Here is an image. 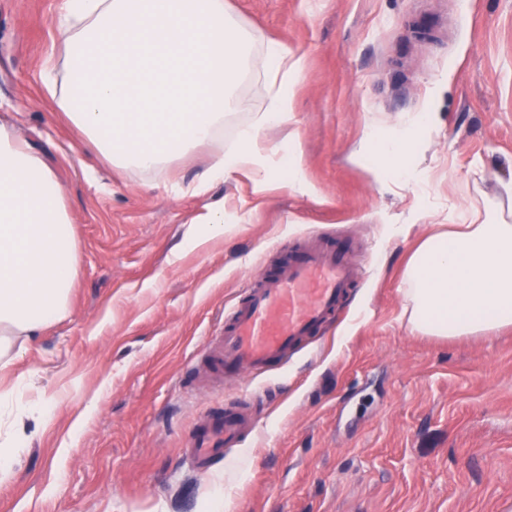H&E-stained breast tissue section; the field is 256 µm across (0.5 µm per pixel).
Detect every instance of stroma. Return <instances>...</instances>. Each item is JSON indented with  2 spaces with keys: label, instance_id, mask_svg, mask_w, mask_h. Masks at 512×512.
Instances as JSON below:
<instances>
[{
  "label": "stroma",
  "instance_id": "obj_1",
  "mask_svg": "<svg viewBox=\"0 0 512 512\" xmlns=\"http://www.w3.org/2000/svg\"><path fill=\"white\" fill-rule=\"evenodd\" d=\"M306 68L268 146L299 147L326 203L288 186L254 195L232 176L185 186L231 148L265 101L177 164L119 173L47 94L61 0H0V124L67 190L79 268L68 315L20 337L0 388L39 405L0 483V512H512V328L439 339L403 314L406 260L471 207L512 222V0H224ZM437 121L413 157L423 180L380 185L357 153L373 121ZM224 233L192 248L212 204ZM342 239L359 279L331 323L256 380L201 387L197 353L250 277L289 242ZM251 396L254 427L201 472L189 434Z\"/></svg>",
  "mask_w": 512,
  "mask_h": 512
}]
</instances>
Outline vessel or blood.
<instances>
[{"mask_svg": "<svg viewBox=\"0 0 512 512\" xmlns=\"http://www.w3.org/2000/svg\"><path fill=\"white\" fill-rule=\"evenodd\" d=\"M357 271L343 242L319 238L290 244L278 269L253 278L244 297L224 311V327L204 353L217 378L255 379L284 363L318 331L356 283ZM244 397L233 396L189 439L196 467L211 468L240 440L248 418Z\"/></svg>", "mask_w": 512, "mask_h": 512, "instance_id": "1", "label": "vessel or blood"}]
</instances>
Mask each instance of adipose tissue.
I'll return each mask as SVG.
<instances>
[{"instance_id": "obj_1", "label": "adipose tissue", "mask_w": 512, "mask_h": 512, "mask_svg": "<svg viewBox=\"0 0 512 512\" xmlns=\"http://www.w3.org/2000/svg\"><path fill=\"white\" fill-rule=\"evenodd\" d=\"M57 29L61 69L50 93L70 124L116 170L165 173L224 131L225 113L245 109L238 91L264 80V108L239 126L234 146L218 154L199 185L244 175L254 194L280 173L292 189L318 195L299 150L267 147L263 131L288 121L306 63L276 41L239 26L224 0H63ZM434 118L422 112L400 126L367 131L360 153L380 183H417L409 165ZM66 191L32 147L0 126V358L69 311L79 267ZM404 313L411 331L438 338L482 336L512 326V223L477 208L429 234L410 256ZM19 386L0 389L11 421L10 451L25 439Z\"/></svg>"}]
</instances>
